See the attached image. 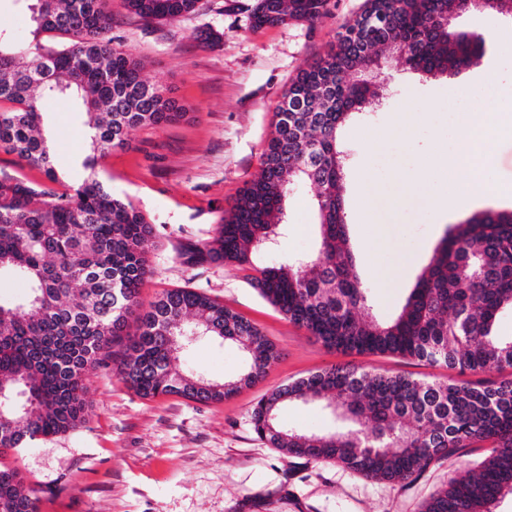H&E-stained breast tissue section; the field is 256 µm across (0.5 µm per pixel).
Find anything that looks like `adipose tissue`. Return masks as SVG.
<instances>
[{
    "instance_id": "1",
    "label": "adipose tissue",
    "mask_w": 512,
    "mask_h": 512,
    "mask_svg": "<svg viewBox=\"0 0 512 512\" xmlns=\"http://www.w3.org/2000/svg\"><path fill=\"white\" fill-rule=\"evenodd\" d=\"M494 99L497 111L452 112L448 115V145L435 147L423 169L448 179V193L439 197L437 208L447 213L466 197L481 193L487 183L489 143L512 136V121L504 112L512 108V93L505 92L503 82H496Z\"/></svg>"
}]
</instances>
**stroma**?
Returning <instances> with one entry per match:
<instances>
[{"label":"stroma","instance_id":"obj_1","mask_svg":"<svg viewBox=\"0 0 512 512\" xmlns=\"http://www.w3.org/2000/svg\"><path fill=\"white\" fill-rule=\"evenodd\" d=\"M334 2L332 14L315 25L291 22L254 30L245 12L248 0H202L199 12L172 21H145L129 13L124 0H109L114 47L144 61L148 76L187 109L161 128L133 130L131 147L109 152L100 165L113 194L131 201L154 229L147 253L153 275L141 303L150 305L173 288L204 292L261 328L281 357L256 383L207 404L177 396L143 398L111 369L90 370L85 379L90 411L81 428L0 453V466L17 469L27 486L40 489L38 512H420L433 492L483 459L485 446L476 443L401 484L271 447L253 431L250 414L261 396L281 385L334 365L440 382L460 375L399 356L329 350L262 298L247 271L189 259L194 245L214 236L239 189L259 175L274 109L299 68L328 51L363 0ZM455 24L490 34L477 66L456 80L426 79L390 65L385 106L343 133L350 154L344 193L348 235L381 320L396 315L453 225L431 204L447 183L429 181L420 169L436 141L448 134V115L436 106L455 102L458 83L481 85L488 69L506 66L512 57V47L497 37L499 17L465 13ZM209 31L216 41H204ZM413 100L433 105L428 120L412 113ZM41 108L52 129L56 168L80 176L85 126L75 100L48 97ZM511 183L512 138L507 137L494 145L488 190L462 208L460 217L488 207L512 209V198L496 192ZM314 195L306 184L291 192L288 226L269 260L315 253ZM366 201L375 215L371 224L359 216ZM176 363L216 381L235 378L247 367L237 347L208 336L178 352ZM280 419L310 433L344 426L318 404L288 405Z\"/></svg>","mask_w":512,"mask_h":512}]
</instances>
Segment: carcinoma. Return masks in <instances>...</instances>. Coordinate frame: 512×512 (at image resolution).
<instances>
[{"instance_id":"cac0c4a2","label":"carcinoma","mask_w":512,"mask_h":512,"mask_svg":"<svg viewBox=\"0 0 512 512\" xmlns=\"http://www.w3.org/2000/svg\"><path fill=\"white\" fill-rule=\"evenodd\" d=\"M199 2L125 0L147 21L177 20ZM35 6L32 40L0 36V149L43 174L31 180L0 169V273L28 285L24 297L0 300V449L80 427L92 367L112 366L143 398L214 403L263 377L280 356L256 324L194 289L165 291L141 309L153 227L112 195L99 159L126 147L130 131L161 127L185 109L144 75L140 60L112 46L108 0ZM332 7V0H252L246 11L258 30L289 21L312 26ZM470 10L512 20V0H364L326 54L298 71L274 110L260 174L190 256L253 271V288L328 349L484 375L436 382L335 365L272 390L253 409V430L272 447L334 460L367 478L409 482L474 442L488 443L478 472L451 479L423 512H496L512 496V376L485 378L512 369V339L494 332L499 313L512 310V209H486L455 225L398 316L379 321L349 247L341 130L384 103V58L426 77H458L477 64L488 35L451 23ZM368 17L375 27L365 41L357 29ZM63 94L77 100L91 131L84 176L72 184L53 163L40 110L44 97ZM300 182L316 188V254L256 264L281 234L288 195ZM190 336L235 345L249 359L246 370L218 382L179 368L175 354L191 345ZM293 402H324L353 428L288 429L279 414ZM39 494L17 470L0 467V512H37Z\"/></svg>"}]
</instances>
